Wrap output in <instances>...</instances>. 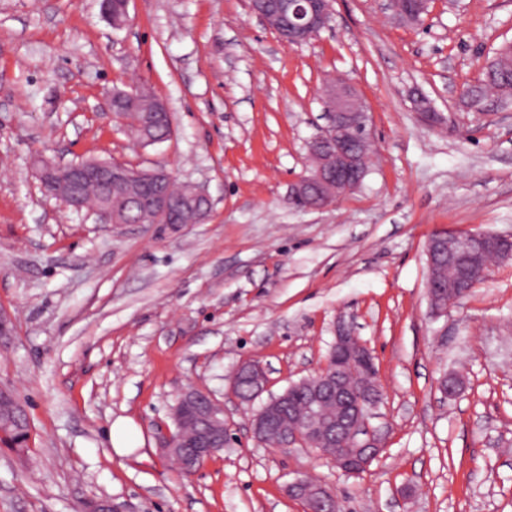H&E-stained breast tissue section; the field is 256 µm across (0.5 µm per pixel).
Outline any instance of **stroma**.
<instances>
[{
    "label": "stroma",
    "mask_w": 512,
    "mask_h": 512,
    "mask_svg": "<svg viewBox=\"0 0 512 512\" xmlns=\"http://www.w3.org/2000/svg\"><path fill=\"white\" fill-rule=\"evenodd\" d=\"M330 29L281 42L248 0H0V386L30 424L0 444V512H74L102 496L128 512H303L288 484L333 489L343 512H512V260L447 314L426 295L437 231L512 235V106L463 101L512 40V0H434L399 25L378 0H335ZM360 90L376 152L361 186L294 207L324 80ZM162 99L173 134L141 145L101 114L112 88ZM443 114L425 125L412 103ZM111 158L204 186L198 224L96 223L43 193L32 161ZM372 350L386 449L360 476L309 448L253 436L257 403L232 393L256 361L267 396L323 363L338 323ZM465 383L453 399L439 382ZM224 405L232 440L192 476L158 452L180 392ZM126 421L128 451L112 427Z\"/></svg>",
    "instance_id": "obj_1"
}]
</instances>
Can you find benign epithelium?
Instances as JSON below:
<instances>
[{"label":"benign epithelium","instance_id":"1","mask_svg":"<svg viewBox=\"0 0 512 512\" xmlns=\"http://www.w3.org/2000/svg\"><path fill=\"white\" fill-rule=\"evenodd\" d=\"M334 0H290L288 4V40L295 44L303 31L317 36L330 27L333 21ZM322 103L329 123L322 134L315 137L309 151L329 149L320 159L319 173L315 177L302 178L291 190L290 197L310 196V209L330 205L339 195L357 188L361 181L359 159H368L374 149L368 125L369 115L364 110L361 93L349 80L338 75L325 87ZM65 177L74 199H81L85 181L93 180L100 189L101 207L91 210L98 224L114 223L112 215V186L125 178L122 170L112 166L110 160H83L68 166L47 162L38 170L43 187L54 183L57 176ZM173 175L160 168L148 180L145 189L147 207L163 219L165 224L180 223L169 196L159 189V184L169 182ZM191 200L198 207H205L198 220L208 213L210 197L205 188L193 183L185 184ZM428 262L427 294L432 312L439 316L447 312L449 305L459 302L468 292V286L487 277L494 260L512 257V237L495 232H476L450 235L442 230L434 233L425 246ZM312 379L315 388L310 397L308 416L299 428L281 425L280 409L288 398V392L271 397L251 417V429L256 439L275 437L277 450L295 445L318 448L324 443L336 445L330 454L331 462L341 472L359 475L371 461L384 450L382 435L369 425L372 409L383 402L385 390L373 368V358L367 345L353 335L350 328L341 324L336 329L326 364ZM249 385L243 402H251L266 391L268 378L257 362L241 363L232 383ZM201 419L211 437L210 444L202 448H187L183 444V430L176 428L164 433L159 441V452L165 457L179 458L181 472L191 476L215 453L224 449L228 438L224 427V407L211 396L206 402ZM291 497L303 502L305 512H337L340 504L329 488L313 483L307 476H296L288 484ZM80 512H128L125 505L111 498H99L82 503Z\"/></svg>","mask_w":512,"mask_h":512}]
</instances>
